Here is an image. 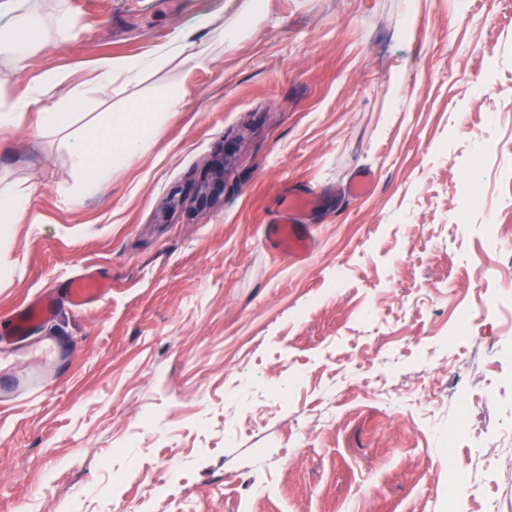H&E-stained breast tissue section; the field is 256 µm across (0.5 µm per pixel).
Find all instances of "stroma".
<instances>
[{
    "mask_svg": "<svg viewBox=\"0 0 512 512\" xmlns=\"http://www.w3.org/2000/svg\"><path fill=\"white\" fill-rule=\"evenodd\" d=\"M70 6L65 43L0 65L1 99L65 68L103 122L172 80L186 103L90 196L35 108L0 129V184L32 187L35 218L0 228V336L76 275L111 285L41 328L67 355L0 350V376L47 383L0 407V512H512V253L484 252L512 239V0ZM219 22L241 35L202 65L94 92L100 60ZM291 186L320 197L300 263L263 239ZM224 192V164L218 160L210 167L197 185V202L200 206L209 204L217 194ZM374 188L373 174L370 170L354 171L348 181L347 195L351 199H360L369 195Z\"/></svg>",
    "mask_w": 512,
    "mask_h": 512,
    "instance_id": "stroma-1",
    "label": "stroma"
}]
</instances>
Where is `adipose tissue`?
I'll use <instances>...</instances> for the list:
<instances>
[{"instance_id": "obj_1", "label": "adipose tissue", "mask_w": 512, "mask_h": 512, "mask_svg": "<svg viewBox=\"0 0 512 512\" xmlns=\"http://www.w3.org/2000/svg\"><path fill=\"white\" fill-rule=\"evenodd\" d=\"M75 27L69 0H52L50 20L46 23L33 12H17L12 26L0 32V62L21 67L34 49L45 43L48 32H55L62 40ZM201 58V53L192 52L190 43L178 36L149 56L104 64L94 86L99 94L105 95L117 82L129 84L144 72L164 69L174 61L188 64ZM68 79V73L63 71L46 75L35 88L30 103L39 111L41 130L65 133V146L76 173L75 192L79 195L94 193L114 171L131 167L148 154L152 148L149 129L159 121L173 119L183 107V89L173 82L151 100L131 103L114 115L110 124L79 129L75 117L84 106L82 94L74 92L60 99L53 96Z\"/></svg>"}]
</instances>
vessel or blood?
<instances>
[{"label": "vessel or blood", "mask_w": 512, "mask_h": 512, "mask_svg": "<svg viewBox=\"0 0 512 512\" xmlns=\"http://www.w3.org/2000/svg\"><path fill=\"white\" fill-rule=\"evenodd\" d=\"M373 188L372 172L359 169L349 178L347 194L350 198L360 199L369 195ZM318 206L319 199L313 189H288L280 197L277 217L265 226L266 245L291 259H304L313 250L315 238L311 232L302 230L301 224L305 215ZM108 292L106 283L91 274L71 278L66 288L67 301L76 311L84 310L89 302L104 298ZM56 310V299L47 293L14 309L10 314L12 334L8 338L9 344L18 346L27 342L34 330L52 318ZM45 388V381L39 373H26L17 383L0 391V404H12L26 395H41Z\"/></svg>", "instance_id": "obj_1"}]
</instances>
